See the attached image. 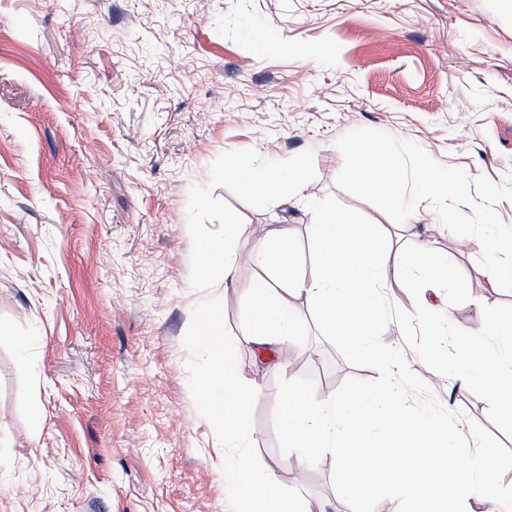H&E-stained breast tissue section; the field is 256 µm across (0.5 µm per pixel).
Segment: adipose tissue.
Segmentation results:
<instances>
[{
  "instance_id": "ef3b65f1",
  "label": "adipose tissue",
  "mask_w": 512,
  "mask_h": 512,
  "mask_svg": "<svg viewBox=\"0 0 512 512\" xmlns=\"http://www.w3.org/2000/svg\"><path fill=\"white\" fill-rule=\"evenodd\" d=\"M230 172L246 193L274 203L288 195H301L305 189V174L299 168L284 171L273 165L258 166L252 160L238 159Z\"/></svg>"
}]
</instances>
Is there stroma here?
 <instances>
[{
  "instance_id": "obj_1",
  "label": "stroma",
  "mask_w": 512,
  "mask_h": 512,
  "mask_svg": "<svg viewBox=\"0 0 512 512\" xmlns=\"http://www.w3.org/2000/svg\"><path fill=\"white\" fill-rule=\"evenodd\" d=\"M372 128L470 179L512 173V16L497 0H0V512H230L224 453L189 390L182 344L212 290L203 247L239 225L237 254L274 235L310 246L307 203L333 197L398 246L446 256L466 303L422 295L472 330L512 305L480 243L435 211L396 223L340 188L337 139ZM308 166L303 199L272 204L225 177L236 158ZM260 266L235 265L223 319L254 387L251 439L315 512H351L333 457L294 478L274 427L278 377L321 397L378 371L311 333L281 356L242 340ZM488 427L487 402L423 374Z\"/></svg>"
}]
</instances>
